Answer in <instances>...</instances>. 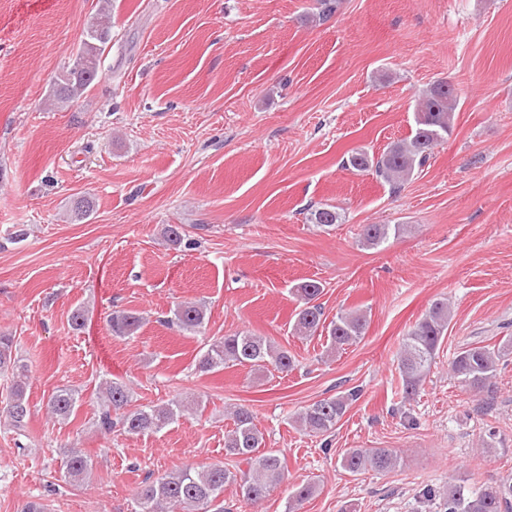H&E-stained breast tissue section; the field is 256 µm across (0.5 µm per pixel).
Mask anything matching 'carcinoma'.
<instances>
[{
	"label": "carcinoma",
	"instance_id": "obj_1",
	"mask_svg": "<svg viewBox=\"0 0 512 512\" xmlns=\"http://www.w3.org/2000/svg\"><path fill=\"white\" fill-rule=\"evenodd\" d=\"M105 0L99 17L88 29L86 39L79 48L72 65L57 78L53 87L52 104L63 107L79 100L100 78V59L112 40V21ZM458 100L453 86L438 81L418 96L415 127L411 134L378 157L365 151L352 153L344 162L357 171H372L398 192L423 167L432 150L452 131L454 112ZM313 223L329 227L340 219L336 208L323 205L311 212ZM404 230L402 224H366L361 240L368 247L379 246L390 236ZM323 285L316 280L299 284L296 293L303 306L295 315L293 329L304 338L319 331L327 333V353L331 354L364 338L368 327L366 313L360 310L340 312L330 323L323 320V312L315 300ZM451 311L448 300H435L415 322L403 338L398 355V370L405 397L415 395L430 373L438 350L445 339ZM144 322V316L134 310H114L108 319L112 335H135ZM171 322L187 333L198 332L205 322L202 306L185 302L173 311ZM13 338L0 335V373L13 370L14 383L4 407L11 426L17 433L25 431L30 415L25 398L24 369L13 357ZM512 343L498 347L468 345L454 353L449 362L452 374L462 386L476 392L491 391L492 380L499 365L509 361ZM250 366L258 370L269 367L287 372L293 366L288 350L275 345L263 336L248 333L227 334L214 340L200 355L198 368L203 372L220 371L229 366ZM104 409L99 426L106 432L120 426L129 434L160 431L174 423L196 403L187 397L174 399L163 405L130 407L126 386L118 380L107 381L100 388ZM360 390L351 388L335 396L317 400L305 406L297 421L308 433H332ZM80 401L78 391L60 388L51 395L48 407L52 414L69 418ZM233 428L224 436L225 454L234 459V466L210 464L199 468L171 471L145 484L137 497L138 512H230L224 508V487L235 484L242 500L249 504L261 502L271 489L284 479V462L275 451H261L265 447L264 434L254 423L252 412L239 406L231 412ZM400 453L392 448H352L341 459L342 467L352 474L368 471L388 473L400 463ZM246 464L247 469L240 468ZM91 461L82 454L71 455L66 463L64 477L70 481L85 478L91 470ZM317 491L314 483H306L294 490L288 499L286 512H298L302 502ZM427 494L438 501V512H509L512 509V482L474 488L459 483L446 490L430 487Z\"/></svg>",
	"mask_w": 512,
	"mask_h": 512
}]
</instances>
